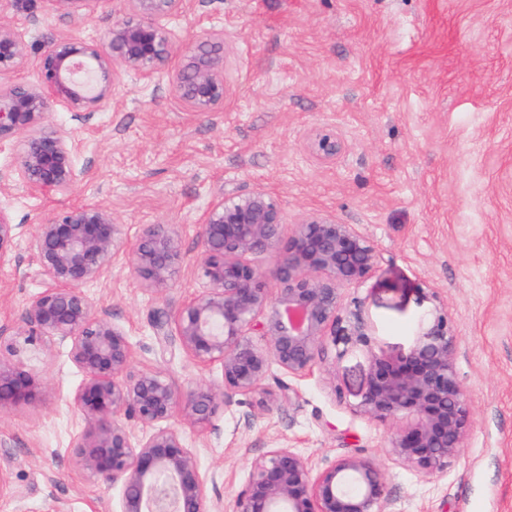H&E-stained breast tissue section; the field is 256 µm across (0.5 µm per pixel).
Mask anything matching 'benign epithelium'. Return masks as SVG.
Returning <instances> with one entry per match:
<instances>
[{
	"label": "benign epithelium",
	"instance_id": "1",
	"mask_svg": "<svg viewBox=\"0 0 512 512\" xmlns=\"http://www.w3.org/2000/svg\"><path fill=\"white\" fill-rule=\"evenodd\" d=\"M112 0H45L53 11L90 15ZM124 14L100 39H56L29 60L14 26L0 25V79L33 65V82H0V142L13 141L18 178L31 192L64 191L79 180L71 131L45 124L61 106L76 124L112 103L125 72L150 81L169 60L171 88L191 112L224 108L229 94L224 37L179 43L161 20L186 13L190 0H122ZM309 145L325 162L336 160V133L312 130ZM284 211L270 192L224 196L202 216L198 275L204 289L174 312L158 311L157 343L177 337L198 365H220L216 391L177 389L158 371L134 369L126 328L97 310L86 284L101 278L122 251L120 225L96 204L72 206L38 224L31 237L43 276L24 318L33 339L65 346L82 373L72 397L88 425L76 441L79 465L119 486L117 512H223L206 508L207 477L182 432L165 425L176 407L187 420L207 423L226 394L262 389L272 365L291 377L349 356L367 359V385L355 412L379 421H412L390 440L397 462L429 475L442 474L458 457L470 425L466 395L457 376L459 335L436 295L417 321L408 350L387 359L375 349L362 302L343 303V290L368 279L378 252L374 242L335 217L316 214L284 232ZM21 225L0 210V265L11 259ZM265 255V273L247 262ZM181 257V238L150 224L128 249L132 271L145 288L167 283ZM278 284L266 288V276ZM37 396L35 378L0 352V408ZM132 419L142 428L126 423ZM387 483L379 461L353 452L320 470L294 448H271L254 459L232 512H385Z\"/></svg>",
	"mask_w": 512,
	"mask_h": 512
}]
</instances>
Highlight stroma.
Wrapping results in <instances>:
<instances>
[{
	"label": "stroma",
	"instance_id": "1",
	"mask_svg": "<svg viewBox=\"0 0 512 512\" xmlns=\"http://www.w3.org/2000/svg\"><path fill=\"white\" fill-rule=\"evenodd\" d=\"M121 10L111 0L86 17L23 0L0 6V24L23 15L34 57L65 35L103 36ZM166 25L183 42L223 32L232 87L223 110L188 111L166 77L146 83L129 72L88 125H70L54 108L49 123L70 126L79 145L81 176L64 192L27 190L15 146L0 144V210L23 230L0 266V335L40 383L33 403L0 407V469L9 477L0 512H113L116 503L108 481L75 459L87 428L71 405L81 373L65 348L28 340L24 310L41 286L36 225L97 204L130 243L147 224L178 230L182 260L166 285L142 287L122 256L86 292L127 328L135 369L163 372L185 391L218 390L220 368L201 369L178 343L160 348L151 318L201 291L207 207L258 187L280 200L286 223L326 213L374 241L375 272L345 296L363 302L382 354L408 348L424 293L447 301L471 427L447 472L428 475L392 459L398 422L354 412L364 358L300 379L275 367L267 407L236 394L208 423L174 413L211 478L208 501L232 507L252 460L289 446L318 468L351 451L376 457L385 512H512V0H191ZM316 125L344 143L331 163L305 146Z\"/></svg>",
	"mask_w": 512,
	"mask_h": 512
}]
</instances>
